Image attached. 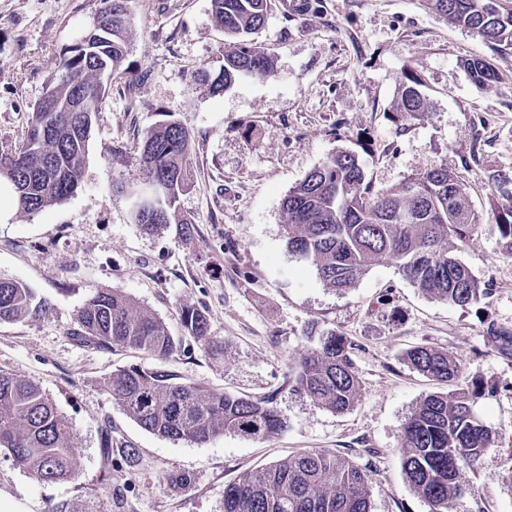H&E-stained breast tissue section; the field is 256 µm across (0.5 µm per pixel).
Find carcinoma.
<instances>
[{"label": "carcinoma", "instance_id": "cac0c4a2", "mask_svg": "<svg viewBox=\"0 0 512 512\" xmlns=\"http://www.w3.org/2000/svg\"><path fill=\"white\" fill-rule=\"evenodd\" d=\"M448 22L481 38L493 49H512V6L504 0H424ZM216 26L232 40L223 65L202 72L213 92L229 89L239 76L264 78L273 68L269 55L252 47L250 36L268 18L270 0H211ZM132 11L118 0H102L94 27L70 54L60 59L52 79L34 105L29 131L45 126L36 141L26 138L14 151L0 153V180L17 196V210L36 213L72 195L82 182L91 129L102 111L113 76L126 59L132 39ZM471 79L498 80L483 59L464 62ZM419 80L403 73L395 118L406 120L428 110ZM192 136L180 123L149 129L142 141L144 179H159L165 189L156 207L160 218L146 224L132 209L135 223L152 232L162 224H184L176 203L190 182ZM288 248L308 261L328 288L344 290L372 267L392 263L421 291L467 308L489 295V288L455 253L479 227L468 195L448 167L439 165L407 177L397 186L375 189L359 157L340 151L294 186L282 200ZM492 230L503 254L512 256V207L491 209ZM48 312L26 284L0 277V321ZM181 320L190 337L210 347L204 311L185 306ZM76 337L100 347L127 346L164 359L178 345L166 325L138 308L118 290H103L78 312ZM486 334L500 353L512 357V328L490 322ZM317 345L295 366L297 389L335 413L350 410L361 380L351 358V343L334 330L312 331ZM407 363L439 382L459 377L460 365L426 346L411 349ZM125 413L155 435L205 443L224 433L269 439L286 427L273 398L251 399L176 381L161 368L129 366L104 381ZM475 386H458L426 396L404 426L402 469L428 512H448L451 502L471 488L460 481V465L473 464L495 445L493 431L472 412ZM72 426L34 380L0 373V449L43 483L75 474ZM368 469L325 452H305L258 471L245 472L224 490V512H372Z\"/></svg>", "mask_w": 512, "mask_h": 512}]
</instances>
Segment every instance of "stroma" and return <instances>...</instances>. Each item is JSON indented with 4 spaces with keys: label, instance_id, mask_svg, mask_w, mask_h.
Masks as SVG:
<instances>
[{
    "label": "stroma",
    "instance_id": "stroma-1",
    "mask_svg": "<svg viewBox=\"0 0 512 512\" xmlns=\"http://www.w3.org/2000/svg\"><path fill=\"white\" fill-rule=\"evenodd\" d=\"M271 3L253 37L273 58L271 74L241 76L215 94L194 77L222 63L224 33L210 0H134V45L91 132L78 190L0 223V276L24 282L50 307L46 316L0 322V370L40 383L73 426L77 461L71 479L41 484L0 454V512L59 504L68 512H223L224 488L241 474L309 450L366 467L372 512H428L404 478L403 429L444 386L408 365L417 346L448 351L461 384L483 383L473 412L497 433L475 466L462 467L473 492L448 512H512V358L486 335L491 321L512 327V257L488 224L490 172L512 178V49H491L422 0ZM96 8V0H0V151L22 145L57 61L93 26ZM475 57L491 64L497 82L471 81L463 63ZM409 68L429 109L399 125L392 110ZM168 120L193 138L192 183L177 202L191 230L166 224L147 233L120 187L139 182L143 136ZM340 150L357 154L378 188L448 167L482 220L457 257L489 285L484 301L449 305L392 265L338 292L289 251L285 194ZM112 288L180 339L161 363L178 382L272 397L286 428L266 440L227 433L197 444L140 427L102 382L155 359L71 337L85 300ZM185 306L207 314L216 351L189 337ZM314 327L352 344L362 386L347 412L292 389ZM183 474L187 487L169 485Z\"/></svg>",
    "mask_w": 512,
    "mask_h": 512
}]
</instances>
